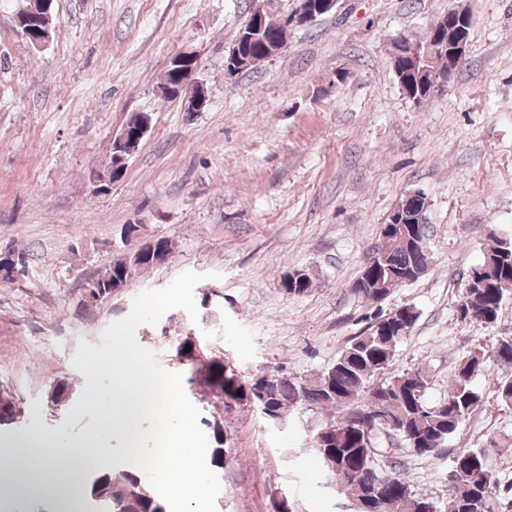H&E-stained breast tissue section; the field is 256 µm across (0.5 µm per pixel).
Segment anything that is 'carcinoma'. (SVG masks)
Here are the masks:
<instances>
[{
    "label": "carcinoma",
    "instance_id": "obj_1",
    "mask_svg": "<svg viewBox=\"0 0 512 512\" xmlns=\"http://www.w3.org/2000/svg\"><path fill=\"white\" fill-rule=\"evenodd\" d=\"M51 30L53 6L31 0L19 11L14 27L22 32L30 25ZM278 28L271 26L263 37L251 43L249 56L258 66L264 62ZM448 75V55L435 56L430 70L414 74L406 72L404 88L416 101L430 94V85ZM426 242V225L405 224L394 232L380 230L382 244L377 252L383 257L369 258L366 266L375 269L376 280H387L389 271L404 270L407 279L417 280L429 269L420 263L407 237ZM154 262L136 251L126 259H116L91 282L102 291H116L129 280L128 270L148 268ZM469 275L479 286L464 290L457 306L460 318L483 325L498 320L504 300L512 295V242L494 239L487 245L480 262ZM282 291L291 296L309 292L312 282L304 270L280 279ZM355 292L374 303H383L395 292L393 288H357ZM419 318L412 304H401L388 310L381 308L368 327L353 337L336 361L313 378H296L266 372L250 377L217 354H205L200 345L189 341L177 343L175 357L189 372H197L188 382L198 383L204 396H212L223 404L224 411L202 419L212 435L211 463L224 466V412L236 407L256 408L268 420L288 421L299 407L317 411L323 416L312 430L311 448L325 466L338 489L346 491L362 504L371 499L369 512H502L497 491L494 459L512 456V438L489 437L477 450L453 455L448 471V498L444 508L429 495L417 492L402 475L386 472L376 466V457L385 449L379 435L383 432L399 436L411 452L419 457L437 458L448 440L471 414L483 406L485 396L474 387L478 375L491 377L490 393L497 402L512 406V336L497 340L491 354L493 364L503 373H492L486 353L480 347L459 361L448 386V396L431 403L426 394L428 372L422 367L394 369L397 351L410 335ZM191 351H185V347ZM363 410L386 416L389 426L356 419ZM17 419V408L10 396H0V426ZM84 497L93 512H167L165 501L158 497L143 470L135 467L118 477L99 473L85 485Z\"/></svg>",
    "mask_w": 512,
    "mask_h": 512
}]
</instances>
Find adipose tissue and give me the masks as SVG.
<instances>
[{
  "mask_svg": "<svg viewBox=\"0 0 512 512\" xmlns=\"http://www.w3.org/2000/svg\"><path fill=\"white\" fill-rule=\"evenodd\" d=\"M54 442L31 430L0 443V457L11 458V470L0 472L5 493L35 492L54 497L61 512H72L82 497L80 463L100 462L107 456L100 436L89 437L77 453L78 463L69 468L55 463Z\"/></svg>",
  "mask_w": 512,
  "mask_h": 512,
  "instance_id": "1",
  "label": "adipose tissue"
}]
</instances>
